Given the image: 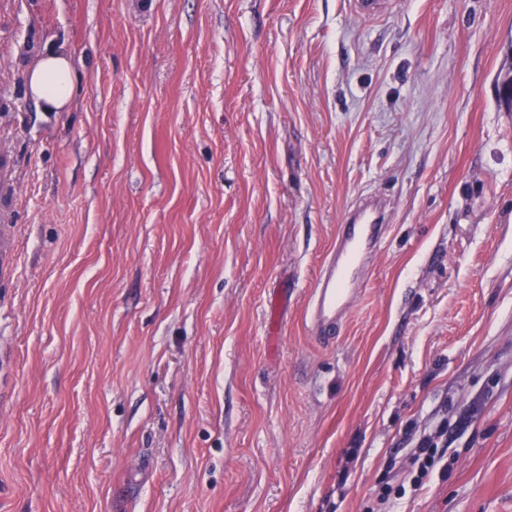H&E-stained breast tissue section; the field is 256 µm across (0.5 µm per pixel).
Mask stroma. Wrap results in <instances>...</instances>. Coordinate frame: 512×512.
Segmentation results:
<instances>
[{"instance_id": "35a3bbf8", "label": "stroma", "mask_w": 512, "mask_h": 512, "mask_svg": "<svg viewBox=\"0 0 512 512\" xmlns=\"http://www.w3.org/2000/svg\"><path fill=\"white\" fill-rule=\"evenodd\" d=\"M387 3L0 0V512H512V0ZM27 83L44 112H63L74 92L73 64L64 49H48L29 69ZM386 208L380 195L360 197L338 225L336 243L321 268L307 311L315 340L329 341L353 309L373 249L387 231ZM438 450L437 448H422V452L413 460L414 487L420 488L423 479L426 478L430 470L436 463Z\"/></svg>"}]
</instances>
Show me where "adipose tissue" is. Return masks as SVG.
I'll return each instance as SVG.
<instances>
[{
    "instance_id": "adipose-tissue-1",
    "label": "adipose tissue",
    "mask_w": 512,
    "mask_h": 512,
    "mask_svg": "<svg viewBox=\"0 0 512 512\" xmlns=\"http://www.w3.org/2000/svg\"><path fill=\"white\" fill-rule=\"evenodd\" d=\"M29 90L45 112L63 111L74 92L73 64L62 49L47 50L29 69Z\"/></svg>"
}]
</instances>
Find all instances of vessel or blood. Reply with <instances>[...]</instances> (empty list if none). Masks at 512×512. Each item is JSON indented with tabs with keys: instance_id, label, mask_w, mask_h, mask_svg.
Instances as JSON below:
<instances>
[{
	"instance_id": "obj_1",
	"label": "vessel or blood",
	"mask_w": 512,
	"mask_h": 512,
	"mask_svg": "<svg viewBox=\"0 0 512 512\" xmlns=\"http://www.w3.org/2000/svg\"><path fill=\"white\" fill-rule=\"evenodd\" d=\"M386 208L382 196L371 194L360 197L345 214L307 311L315 340L329 341L352 310L372 252L387 231Z\"/></svg>"
}]
</instances>
